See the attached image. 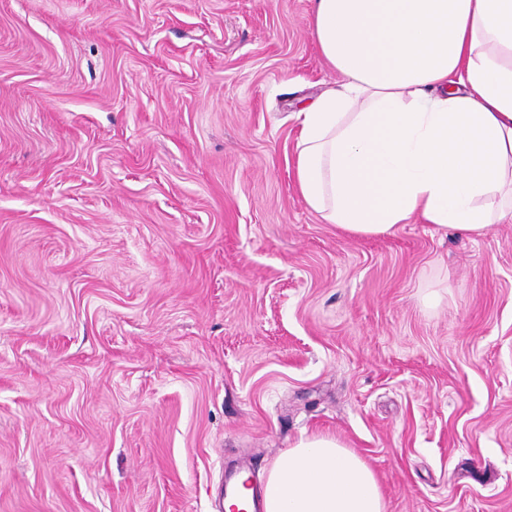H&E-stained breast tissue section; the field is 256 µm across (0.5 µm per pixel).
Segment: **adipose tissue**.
<instances>
[{"label":"adipose tissue","mask_w":512,"mask_h":512,"mask_svg":"<svg viewBox=\"0 0 512 512\" xmlns=\"http://www.w3.org/2000/svg\"><path fill=\"white\" fill-rule=\"evenodd\" d=\"M336 87L297 112L306 205L356 236L418 219L512 222V0H311ZM265 512H385L372 468L329 436L270 468Z\"/></svg>","instance_id":"obj_1"}]
</instances>
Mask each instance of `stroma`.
<instances>
[{
  "instance_id": "35a3bbf8",
  "label": "stroma",
  "mask_w": 512,
  "mask_h": 512,
  "mask_svg": "<svg viewBox=\"0 0 512 512\" xmlns=\"http://www.w3.org/2000/svg\"><path fill=\"white\" fill-rule=\"evenodd\" d=\"M310 0H0V512H216L303 436L386 512H512V223L294 187Z\"/></svg>"
}]
</instances>
